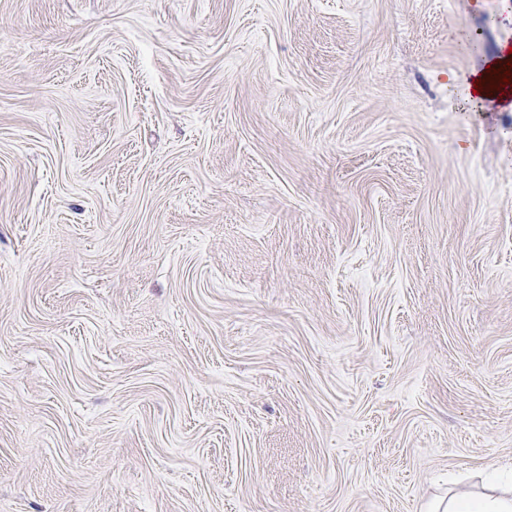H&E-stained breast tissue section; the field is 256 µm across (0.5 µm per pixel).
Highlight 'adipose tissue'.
Wrapping results in <instances>:
<instances>
[{
	"label": "adipose tissue",
	"instance_id": "1",
	"mask_svg": "<svg viewBox=\"0 0 512 512\" xmlns=\"http://www.w3.org/2000/svg\"><path fill=\"white\" fill-rule=\"evenodd\" d=\"M512 68V45L502 44L496 57L471 76L476 91L473 103L493 101L512 108V83L501 82L500 76ZM480 490H455L433 499L428 512H512V470L493 469L482 473Z\"/></svg>",
	"mask_w": 512,
	"mask_h": 512
}]
</instances>
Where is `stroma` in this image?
Segmentation results:
<instances>
[{
  "mask_svg": "<svg viewBox=\"0 0 512 512\" xmlns=\"http://www.w3.org/2000/svg\"><path fill=\"white\" fill-rule=\"evenodd\" d=\"M506 42L512 0H0V512L512 466ZM512 44L504 43L500 47V51L496 57L488 61L485 67L474 72L469 79L470 100L475 104H483L485 101H496L497 104L512 108V54H509ZM511 63V66H508ZM497 70V73H494ZM510 71V75L506 74V78H510V84L499 82L502 74ZM477 83V86H474ZM490 85H497V88L490 89ZM477 90V93H473Z\"/></svg>",
  "mask_w": 512,
  "mask_h": 512,
  "instance_id": "obj_1",
  "label": "stroma"
}]
</instances>
